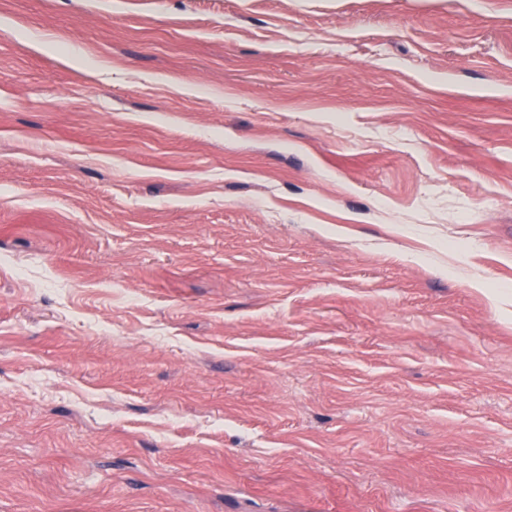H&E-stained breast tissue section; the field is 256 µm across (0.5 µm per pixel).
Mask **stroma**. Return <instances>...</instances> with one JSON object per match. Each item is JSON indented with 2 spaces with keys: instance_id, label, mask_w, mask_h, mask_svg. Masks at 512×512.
Listing matches in <instances>:
<instances>
[{
  "instance_id": "stroma-1",
  "label": "stroma",
  "mask_w": 512,
  "mask_h": 512,
  "mask_svg": "<svg viewBox=\"0 0 512 512\" xmlns=\"http://www.w3.org/2000/svg\"><path fill=\"white\" fill-rule=\"evenodd\" d=\"M0 512H512V0H0Z\"/></svg>"
}]
</instances>
